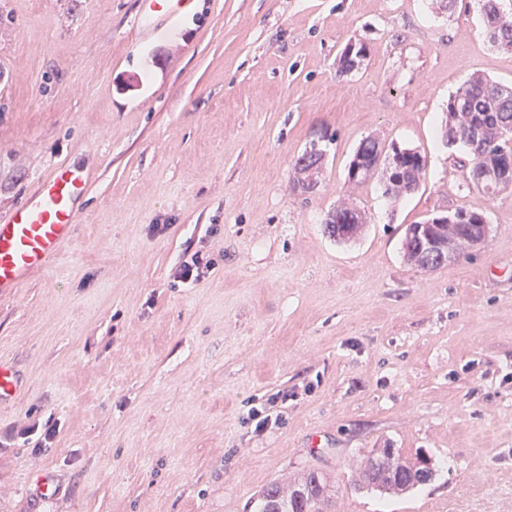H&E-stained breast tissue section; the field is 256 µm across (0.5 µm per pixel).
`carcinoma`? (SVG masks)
Instances as JSON below:
<instances>
[{
	"mask_svg": "<svg viewBox=\"0 0 512 512\" xmlns=\"http://www.w3.org/2000/svg\"><path fill=\"white\" fill-rule=\"evenodd\" d=\"M484 28L489 41L502 48H512V16L503 14L498 0H479ZM448 129L446 137L465 147L471 166L468 178L476 182L486 174L500 176L512 159V135L503 129L512 126V87L490 81L480 75L473 76L467 86L452 95L447 103ZM426 162L417 150L407 149L396 179H387L383 194L399 199L419 188ZM466 219L452 224H410L405 228L402 252L405 260L418 269H425L423 256L427 242L440 250L459 252L470 246L471 239L481 234L479 221L485 215L464 208L456 209ZM360 229L358 224L342 225L336 214L325 219V232L340 243L353 240ZM433 469L429 460L419 455L416 459L402 460L391 448H378L367 457L357 490H371L380 494L399 495L417 485L431 481ZM331 490L326 476L315 469L304 472L301 478L287 486L273 482L260 494L255 512H328Z\"/></svg>",
	"mask_w": 512,
	"mask_h": 512,
	"instance_id": "1",
	"label": "carcinoma"
}]
</instances>
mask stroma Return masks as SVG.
<instances>
[{"instance_id": "obj_1", "label": "stroma", "mask_w": 512, "mask_h": 512, "mask_svg": "<svg viewBox=\"0 0 512 512\" xmlns=\"http://www.w3.org/2000/svg\"><path fill=\"white\" fill-rule=\"evenodd\" d=\"M139 14L0 0V216L56 164L90 180L75 240L0 297V359L28 382L0 406V512H252L311 468L331 512H512V192L471 185L444 137L472 74L512 86L478 0H197L140 38ZM368 137L425 157L415 193L348 182ZM343 200L366 224L339 244ZM461 207L486 242L406 264L405 226ZM195 253L211 267L181 281ZM279 392L256 431L251 402ZM35 422L55 430L39 448ZM375 448L426 456L432 480L356 490ZM333 212L328 214L325 219V232L336 242L346 243L353 240L357 236L362 223L365 222L364 214L361 211L350 212L345 220H340L341 224H339V222H336V214ZM328 216H330V219H328ZM343 225L348 226L346 231H342Z\"/></svg>"}]
</instances>
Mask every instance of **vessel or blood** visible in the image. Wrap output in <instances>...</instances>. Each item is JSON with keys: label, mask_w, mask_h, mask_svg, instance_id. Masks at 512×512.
<instances>
[{"label": "vessel or blood", "mask_w": 512, "mask_h": 512, "mask_svg": "<svg viewBox=\"0 0 512 512\" xmlns=\"http://www.w3.org/2000/svg\"><path fill=\"white\" fill-rule=\"evenodd\" d=\"M196 0H141L142 19L162 22L190 13ZM87 178L60 164L44 175L37 189L0 218V296L13 294L73 239L78 223L74 207L86 193ZM24 379L13 363L0 360V403L14 400Z\"/></svg>", "instance_id": "obj_1"}]
</instances>
